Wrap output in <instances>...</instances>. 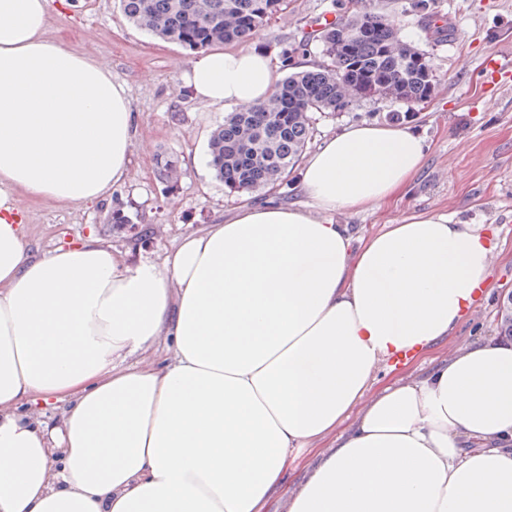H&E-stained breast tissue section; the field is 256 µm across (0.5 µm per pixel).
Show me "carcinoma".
<instances>
[{
    "label": "carcinoma",
    "instance_id": "carcinoma-1",
    "mask_svg": "<svg viewBox=\"0 0 512 512\" xmlns=\"http://www.w3.org/2000/svg\"><path fill=\"white\" fill-rule=\"evenodd\" d=\"M119 6L138 28L198 52L250 42L282 13L285 0H119ZM314 41L323 64L288 74L265 101L230 113L212 132L209 164L229 192L281 185L305 154L316 112H345L373 99L423 104L436 94L428 53L378 11L326 23L303 46ZM157 177L175 182L176 163L160 160Z\"/></svg>",
    "mask_w": 512,
    "mask_h": 512
}]
</instances>
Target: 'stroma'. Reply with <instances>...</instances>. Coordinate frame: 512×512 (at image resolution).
I'll return each mask as SVG.
<instances>
[{
	"instance_id": "stroma-1",
	"label": "stroma",
	"mask_w": 512,
	"mask_h": 512,
	"mask_svg": "<svg viewBox=\"0 0 512 512\" xmlns=\"http://www.w3.org/2000/svg\"><path fill=\"white\" fill-rule=\"evenodd\" d=\"M365 7L395 20L404 38L428 52L437 92L424 105L373 100L345 112L316 113L308 147L316 149L344 126L384 124L397 113L425 137L429 151L410 185L375 208L333 212L332 220L349 225L360 238L413 215L445 213L487 227L495 244L489 280L476 303L448 337L409 359L382 364L372 386L378 392L423 375L459 347L498 337L499 309L512 292V85L487 84L482 63L494 56L512 65V0H434L427 15L415 0L350 2L351 10ZM50 14L48 38L105 64L126 84L136 135L123 182L98 201L60 204L18 194L34 255L92 235L131 263H158L184 234L230 220L241 203L306 204L294 172L273 190H225L207 156L211 132L228 110L201 106L183 89L181 72L193 52L130 24L117 0H50ZM337 14L335 0H287L253 44L266 51L279 75L312 69L323 61L318 45L305 54L297 47L307 32ZM448 14L455 16L456 27L447 36L432 19ZM163 156L177 164V180L170 185L156 176V161ZM119 210L131 223H110Z\"/></svg>"
}]
</instances>
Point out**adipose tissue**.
<instances>
[{"instance_id":"1","label":"adipose tissue","mask_w":512,"mask_h":512,"mask_svg":"<svg viewBox=\"0 0 512 512\" xmlns=\"http://www.w3.org/2000/svg\"><path fill=\"white\" fill-rule=\"evenodd\" d=\"M49 0H0V512H512V342L372 393L385 360L448 336L490 274L479 227L423 214L354 246L336 210L421 169L405 125L357 124L305 161L304 206H238L162 263L95 238L36 258L15 192L103 198L131 162L125 83L48 40ZM204 106L257 104L256 48L183 72ZM64 404L47 428L33 409ZM358 416L296 490V453Z\"/></svg>"}]
</instances>
